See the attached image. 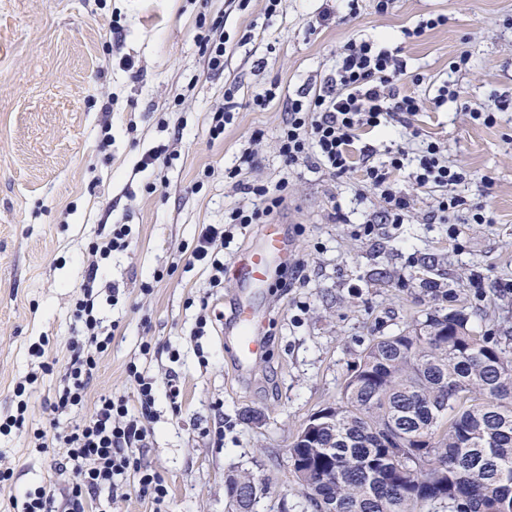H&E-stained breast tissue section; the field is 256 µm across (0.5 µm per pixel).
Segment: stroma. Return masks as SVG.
I'll use <instances>...</instances> for the list:
<instances>
[{
	"mask_svg": "<svg viewBox=\"0 0 512 512\" xmlns=\"http://www.w3.org/2000/svg\"><path fill=\"white\" fill-rule=\"evenodd\" d=\"M327 8L331 18L320 22ZM432 14L447 24L404 40L403 27ZM215 21L232 39L220 71L208 69L196 42ZM352 38L399 48L408 72L401 91L430 99L443 82L457 84L459 100L412 123L476 172L464 195L493 223H434L432 195L408 183V222L365 236L358 229L380 204L358 197L360 173L286 169L276 146L285 101L329 73ZM464 52L467 69L451 72ZM231 86L239 114L215 140L210 117ZM270 87L274 101L253 108V96ZM491 94L502 105L496 124L472 121L464 105ZM256 130L264 138L254 175L271 185L287 178L288 202L273 219L309 278L295 283L286 271L257 294L267 352L240 372L230 334L234 270L259 227H231L224 286L214 294L187 249L203 225L223 223L235 202L224 171ZM163 145L175 157L159 185L135 166ZM114 224L130 225L134 244L108 269L125 294L103 308L114 337L88 402L110 393L136 410L127 365L154 378L158 420L139 457L167 486L166 512H231V473L254 477V512H314L289 446L313 414L341 399L372 339L434 309L464 311L474 333L512 335V0H394L385 17L359 0L352 19L343 0H284L274 17L264 0H0V415L15 408L13 387L32 369L33 343L48 337L52 356L64 357L86 246ZM202 311L208 324L197 339ZM171 370L182 385L174 404L165 388ZM0 465L13 472L0 485V512L41 485L66 493L62 449L0 435Z\"/></svg>",
	"mask_w": 512,
	"mask_h": 512,
	"instance_id": "obj_1",
	"label": "stroma"
}]
</instances>
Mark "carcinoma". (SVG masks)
Here are the masks:
<instances>
[{
	"label": "carcinoma",
	"instance_id": "carcinoma-1",
	"mask_svg": "<svg viewBox=\"0 0 512 512\" xmlns=\"http://www.w3.org/2000/svg\"><path fill=\"white\" fill-rule=\"evenodd\" d=\"M468 323L436 310L367 347L314 444L289 448L315 512H512V352ZM226 481L247 512L251 479Z\"/></svg>",
	"mask_w": 512,
	"mask_h": 512
}]
</instances>
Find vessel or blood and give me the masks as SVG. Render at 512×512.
Listing matches in <instances>:
<instances>
[{
    "label": "vessel or blood",
    "instance_id": "1",
    "mask_svg": "<svg viewBox=\"0 0 512 512\" xmlns=\"http://www.w3.org/2000/svg\"><path fill=\"white\" fill-rule=\"evenodd\" d=\"M288 254V242L278 223L261 225L245 257L236 268L240 287L256 288L264 284L271 266ZM239 326L236 343L238 366L248 365L262 350L263 317L249 302H240L235 314Z\"/></svg>",
    "mask_w": 512,
    "mask_h": 512
}]
</instances>
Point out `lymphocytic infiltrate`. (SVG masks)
<instances>
[{
    "mask_svg": "<svg viewBox=\"0 0 512 512\" xmlns=\"http://www.w3.org/2000/svg\"><path fill=\"white\" fill-rule=\"evenodd\" d=\"M406 68L397 55L378 48L369 40H349L337 55L336 65L314 93H302L288 100L279 128L278 153L286 167L293 168L316 160L333 174H350L361 168L362 183L380 202L374 219L366 220L364 234H372L379 224L406 223L412 200L399 183L407 175L418 189L431 193L435 205L432 216L440 223H450L456 212L467 210V223L490 224L494 218L480 205L467 206L457 194L458 186L474 181L473 173L449 164L437 141L421 138L411 119L427 106H441L455 100L460 92L454 83L439 87L432 99L403 93L399 84ZM397 123L409 129L418 139L415 152L398 148L388 160L377 162L369 149H356L362 135ZM260 143L252 134L240 150L239 163L225 170L233 192L241 194L243 204L232 207L223 223L208 224L202 229L189 257L209 272V285H224L225 225L264 224L288 198V182L280 180L268 185L259 180H246L243 170L252 169ZM132 243L131 229L126 224L113 225L109 234L89 242L86 248L84 281L77 297L73 331L66 343L64 364L46 359L48 338H40L33 348L39 362L15 384L16 411L0 421V432L26 433L37 449L60 448L71 465V478L63 500H55L51 489L40 486L12 498L14 512H89L90 500L96 492L109 490L121 496L127 478H136L140 491L155 504L164 503L168 490L160 475L142 466L136 454L148 436L147 424L155 418L156 385L152 377L128 364L126 371L137 392L138 414H130L121 398L100 396L89 417L70 422L68 415L82 406L99 364L112 345V331L101 314L96 291L113 252L127 250ZM64 373L51 404L48 425L30 428L26 413L33 385L40 376L53 373L56 366Z\"/></svg>",
    "mask_w": 512,
    "mask_h": 512,
    "instance_id": "f902f5d3",
    "label": "lymphocytic infiltrate"
}]
</instances>
